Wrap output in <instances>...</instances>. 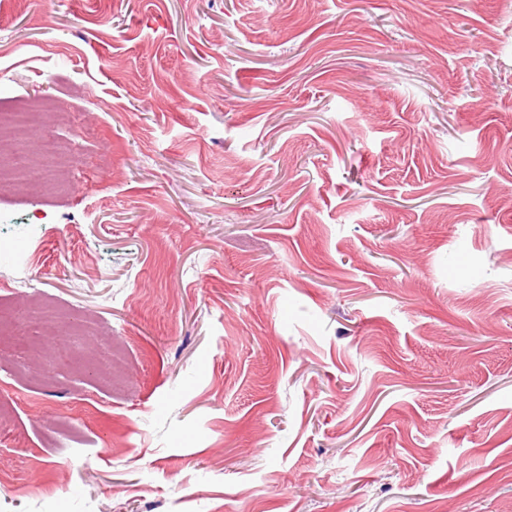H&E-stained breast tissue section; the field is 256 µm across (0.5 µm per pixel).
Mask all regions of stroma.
Wrapping results in <instances>:
<instances>
[{
  "label": "stroma",
  "mask_w": 512,
  "mask_h": 512,
  "mask_svg": "<svg viewBox=\"0 0 512 512\" xmlns=\"http://www.w3.org/2000/svg\"><path fill=\"white\" fill-rule=\"evenodd\" d=\"M0 512H512V0H0ZM40 112H13L5 118L0 113V138L8 130L13 138L25 139L29 133L40 126ZM56 145L51 141L41 144L36 160L24 155H12L7 159L0 156V189L11 187L21 176L33 168L50 170L58 161Z\"/></svg>",
  "instance_id": "1"
}]
</instances>
